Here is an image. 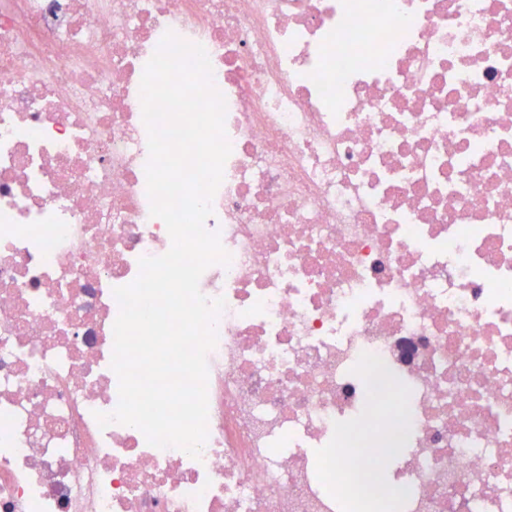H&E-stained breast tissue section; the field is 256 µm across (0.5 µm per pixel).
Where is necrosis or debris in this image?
Masks as SVG:
<instances>
[{
  "instance_id": "4bbe7bcc",
  "label": "necrosis or debris",
  "mask_w": 512,
  "mask_h": 512,
  "mask_svg": "<svg viewBox=\"0 0 512 512\" xmlns=\"http://www.w3.org/2000/svg\"><path fill=\"white\" fill-rule=\"evenodd\" d=\"M202 45L231 257L200 457L114 411L167 253L143 70ZM512 512V0H0V512Z\"/></svg>"
}]
</instances>
